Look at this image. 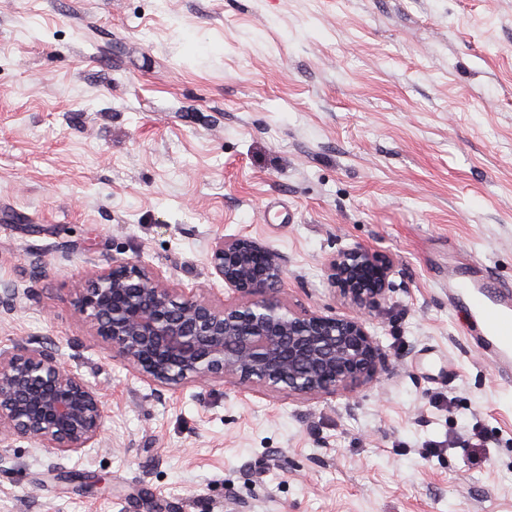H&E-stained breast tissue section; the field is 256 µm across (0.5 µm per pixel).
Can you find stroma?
<instances>
[{"label":"stroma","instance_id":"obj_1","mask_svg":"<svg viewBox=\"0 0 512 512\" xmlns=\"http://www.w3.org/2000/svg\"><path fill=\"white\" fill-rule=\"evenodd\" d=\"M233 236L327 316L328 259L391 255L388 370L159 395L74 309L127 260L233 300ZM472 260L512 285V0H0V350L51 345L107 407L95 447L17 442L0 512H512V384L448 306Z\"/></svg>","mask_w":512,"mask_h":512}]
</instances>
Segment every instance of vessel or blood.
<instances>
[{
    "mask_svg": "<svg viewBox=\"0 0 512 512\" xmlns=\"http://www.w3.org/2000/svg\"><path fill=\"white\" fill-rule=\"evenodd\" d=\"M448 302L468 316L499 377L512 382V289L494 285L484 265L468 264L449 271Z\"/></svg>",
    "mask_w": 512,
    "mask_h": 512,
    "instance_id": "1",
    "label": "vessel or blood"
}]
</instances>
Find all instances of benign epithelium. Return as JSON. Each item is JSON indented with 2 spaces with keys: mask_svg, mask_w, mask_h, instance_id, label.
I'll return each mask as SVG.
<instances>
[{
  "mask_svg": "<svg viewBox=\"0 0 512 512\" xmlns=\"http://www.w3.org/2000/svg\"><path fill=\"white\" fill-rule=\"evenodd\" d=\"M210 264L237 300L216 303L149 265L123 261L93 271L73 304L94 336L157 391L229 380L305 399L350 396L388 369L368 325L390 291L391 256L355 247L327 262L328 284L356 309L347 317L284 303L281 258L254 240L217 241ZM105 417L101 389L54 348L20 342L0 350V462L21 440L61 455L93 447Z\"/></svg>",
  "mask_w": 512,
  "mask_h": 512,
  "instance_id": "7a95c632",
  "label": "benign epithelium"
}]
</instances>
